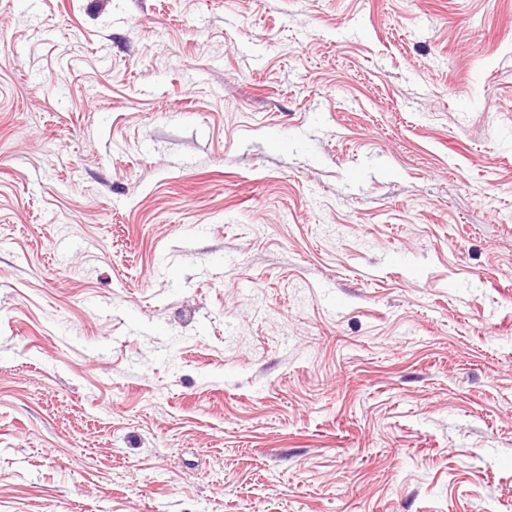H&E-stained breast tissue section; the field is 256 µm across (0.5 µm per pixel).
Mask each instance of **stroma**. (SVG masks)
Returning <instances> with one entry per match:
<instances>
[{"instance_id": "obj_1", "label": "stroma", "mask_w": 512, "mask_h": 512, "mask_svg": "<svg viewBox=\"0 0 512 512\" xmlns=\"http://www.w3.org/2000/svg\"><path fill=\"white\" fill-rule=\"evenodd\" d=\"M0 512H512V0H0Z\"/></svg>"}]
</instances>
